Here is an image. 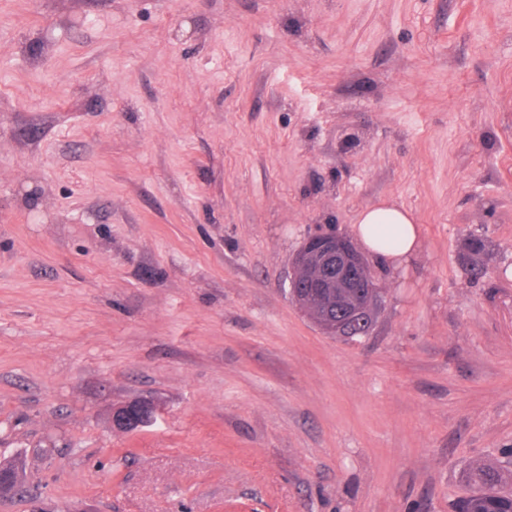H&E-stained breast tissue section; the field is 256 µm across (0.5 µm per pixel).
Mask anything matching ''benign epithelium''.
Returning a JSON list of instances; mask_svg holds the SVG:
<instances>
[{
	"instance_id": "1",
	"label": "benign epithelium",
	"mask_w": 512,
	"mask_h": 512,
	"mask_svg": "<svg viewBox=\"0 0 512 512\" xmlns=\"http://www.w3.org/2000/svg\"><path fill=\"white\" fill-rule=\"evenodd\" d=\"M307 287L336 289V317L322 322L330 334L345 336L363 323V315L378 302L377 290L367 264L353 242L334 231L316 232L305 240L294 259L290 292L298 294L301 279ZM152 417L146 401H133L117 407L112 414L115 427L135 429Z\"/></svg>"
}]
</instances>
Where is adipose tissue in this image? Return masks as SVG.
I'll return each mask as SVG.
<instances>
[{"label": "adipose tissue", "mask_w": 512, "mask_h": 512, "mask_svg": "<svg viewBox=\"0 0 512 512\" xmlns=\"http://www.w3.org/2000/svg\"><path fill=\"white\" fill-rule=\"evenodd\" d=\"M353 234L366 250L399 266L415 252L420 228L407 210L383 203L359 213Z\"/></svg>", "instance_id": "1"}]
</instances>
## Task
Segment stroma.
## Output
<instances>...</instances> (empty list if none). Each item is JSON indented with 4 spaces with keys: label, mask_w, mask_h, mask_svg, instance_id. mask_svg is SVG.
<instances>
[{
    "label": "stroma",
    "mask_w": 512,
    "mask_h": 512,
    "mask_svg": "<svg viewBox=\"0 0 512 512\" xmlns=\"http://www.w3.org/2000/svg\"><path fill=\"white\" fill-rule=\"evenodd\" d=\"M384 200L418 249L326 335L294 256ZM13 458L0 512H453L485 464L511 494L512 0H0ZM152 417V407L146 401H133L117 407L112 414L116 428L135 429L147 423Z\"/></svg>",
    "instance_id": "1"
}]
</instances>
